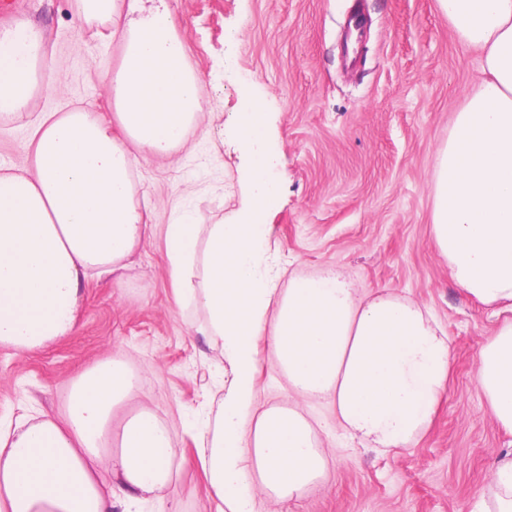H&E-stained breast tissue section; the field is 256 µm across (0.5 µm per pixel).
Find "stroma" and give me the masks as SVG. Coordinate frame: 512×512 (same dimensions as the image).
<instances>
[{
	"instance_id": "stroma-1",
	"label": "stroma",
	"mask_w": 512,
	"mask_h": 512,
	"mask_svg": "<svg viewBox=\"0 0 512 512\" xmlns=\"http://www.w3.org/2000/svg\"><path fill=\"white\" fill-rule=\"evenodd\" d=\"M202 84L200 116L169 155H135L133 193L151 235L123 269L90 272L76 331L29 352L0 345V424L62 416L70 386L120 353L136 390L112 411V430L150 407L184 458L167 486L135 512H215L199 459L200 434L225 393L229 365L177 304L165 270L167 224L190 213L213 224L242 207L249 159L237 136L244 102L262 105L281 193L266 222L261 268L277 288L336 274L357 296L420 306L444 333L448 384L430 427L398 453L345 431L330 397L288 388L266 341L257 345L252 416L298 405L329 457L327 487L279 501L256 493V512H465L512 434L490 417L474 365L501 325L465 296L435 248V159L455 112L481 77L480 52L462 46L437 0H165ZM368 18L361 56L341 48L354 5ZM78 0H14L0 30L24 21L43 34L30 108L0 118V170L31 166L32 138L50 113L84 110L113 136L105 74L120 63L106 20L79 22Z\"/></svg>"
}]
</instances>
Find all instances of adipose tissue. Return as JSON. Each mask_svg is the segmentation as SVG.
Returning a JSON list of instances; mask_svg holds the SVG:
<instances>
[{"mask_svg": "<svg viewBox=\"0 0 512 512\" xmlns=\"http://www.w3.org/2000/svg\"><path fill=\"white\" fill-rule=\"evenodd\" d=\"M80 0L79 20H109L119 67L106 76L124 135L92 113L48 116L36 128L32 168L0 173V344L30 351L72 335L88 270L117 271L150 224L134 200L132 149L169 154L186 143L202 86L167 9L122 20L142 0ZM459 41L481 51L483 80L455 113L436 156L433 238L459 289L512 311V0H438ZM43 37L20 23L0 32V117L32 99ZM250 156L241 218L167 225L165 259L176 301L202 311L231 380L202 436V467L217 507L255 512V487L291 500L321 483L328 458L294 406L247 415L256 397L257 342L267 338L291 389L333 397L352 435L399 452L426 430L450 371L446 339L416 305L356 297L336 275L294 279L285 293L260 268L264 218L280 196L278 156L257 107L238 127ZM476 376L494 421L512 432V320L483 344ZM136 388L120 355L72 385L63 421L0 427V512H114L167 485L176 444L152 409L124 424L106 457L112 409ZM470 512H512V458L489 466ZM115 485L103 481L104 474Z\"/></svg>", "mask_w": 512, "mask_h": 512, "instance_id": "adipose-tissue-1", "label": "adipose tissue"}]
</instances>
